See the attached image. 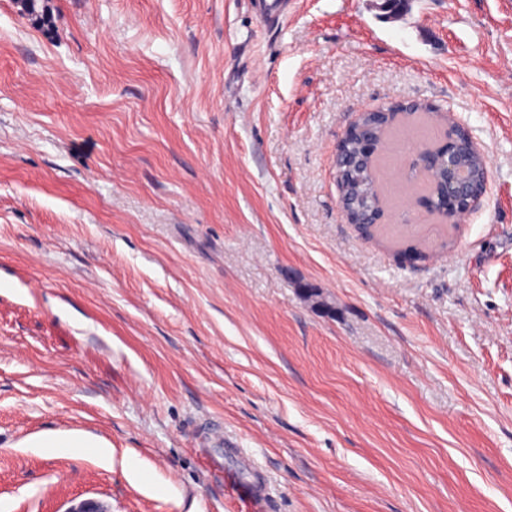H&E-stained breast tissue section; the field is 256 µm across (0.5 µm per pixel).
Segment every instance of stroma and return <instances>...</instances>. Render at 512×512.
<instances>
[{"mask_svg":"<svg viewBox=\"0 0 512 512\" xmlns=\"http://www.w3.org/2000/svg\"><path fill=\"white\" fill-rule=\"evenodd\" d=\"M39 4L0 0V512L256 478L260 512H512V0ZM394 102L463 125L487 191L414 207L402 123L362 234L336 144ZM67 431L111 460L24 445Z\"/></svg>","mask_w":512,"mask_h":512,"instance_id":"35a3bbf8","label":"stroma"}]
</instances>
